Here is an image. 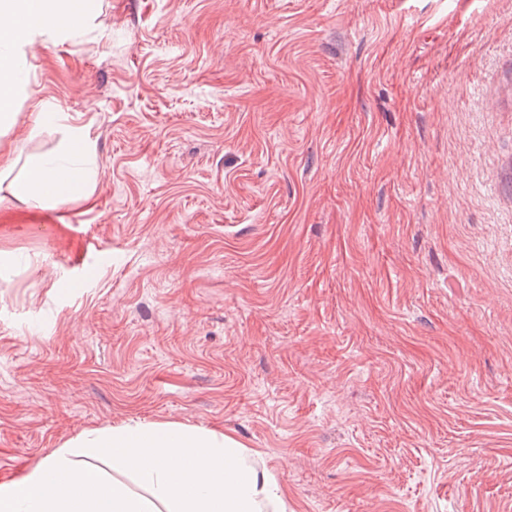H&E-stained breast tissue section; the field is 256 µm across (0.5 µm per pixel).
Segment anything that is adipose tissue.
Masks as SVG:
<instances>
[{
    "label": "adipose tissue",
    "mask_w": 512,
    "mask_h": 512,
    "mask_svg": "<svg viewBox=\"0 0 512 512\" xmlns=\"http://www.w3.org/2000/svg\"><path fill=\"white\" fill-rule=\"evenodd\" d=\"M95 0H0V122L13 110L26 50L37 36L64 35L89 22ZM94 144L72 130L68 154L39 158L15 198L38 206L82 194L79 168ZM111 461L104 476L87 462ZM0 512H288V493L220 429L129 420L84 430L23 474L0 482Z\"/></svg>",
    "instance_id": "obj_1"
}]
</instances>
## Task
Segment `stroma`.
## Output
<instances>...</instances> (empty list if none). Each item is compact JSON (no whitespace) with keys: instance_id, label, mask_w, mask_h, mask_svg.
<instances>
[{"instance_id":"obj_1","label":"stroma","mask_w":512,"mask_h":512,"mask_svg":"<svg viewBox=\"0 0 512 512\" xmlns=\"http://www.w3.org/2000/svg\"><path fill=\"white\" fill-rule=\"evenodd\" d=\"M14 110L0 482L170 420L288 512H512V0H100ZM75 126L87 197L13 199Z\"/></svg>"}]
</instances>
